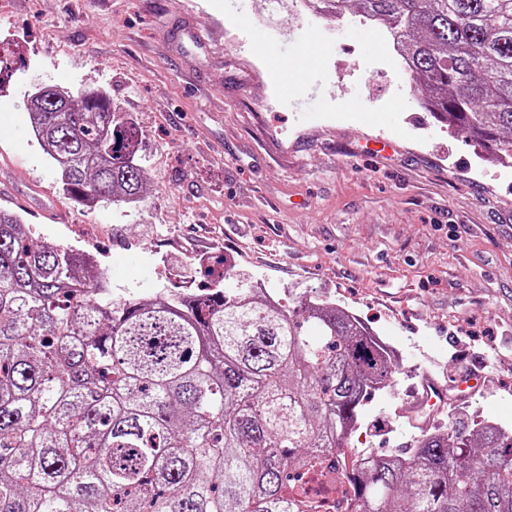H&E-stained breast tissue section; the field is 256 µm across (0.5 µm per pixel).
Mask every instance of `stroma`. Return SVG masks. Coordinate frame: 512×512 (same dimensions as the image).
<instances>
[{
    "instance_id": "35a3bbf8",
    "label": "stroma",
    "mask_w": 512,
    "mask_h": 512,
    "mask_svg": "<svg viewBox=\"0 0 512 512\" xmlns=\"http://www.w3.org/2000/svg\"><path fill=\"white\" fill-rule=\"evenodd\" d=\"M267 0H0V194L37 240L95 254L113 297L202 288L195 258L360 317L414 376L364 407L354 447L390 455L446 429L395 415L480 371L457 410L512 428V171L419 111L409 75L354 13L330 31L255 21ZM43 83L106 91L140 129L130 208L59 192L26 121Z\"/></svg>"
}]
</instances>
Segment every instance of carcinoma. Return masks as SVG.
<instances>
[{
  "label": "carcinoma",
  "instance_id": "cac0c4a2",
  "mask_svg": "<svg viewBox=\"0 0 512 512\" xmlns=\"http://www.w3.org/2000/svg\"><path fill=\"white\" fill-rule=\"evenodd\" d=\"M404 39L422 107L512 159V0H335ZM62 194L147 191L137 127L104 93L24 100ZM115 300L80 249L0 210V512H512V432L463 423L343 470L332 462L391 351L342 305L286 308L244 283Z\"/></svg>",
  "mask_w": 512,
  "mask_h": 512
}]
</instances>
